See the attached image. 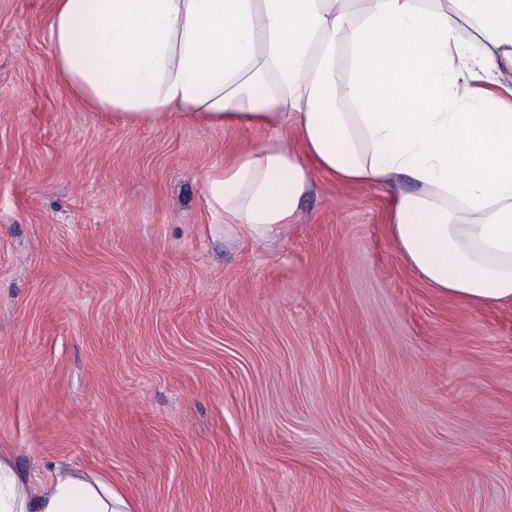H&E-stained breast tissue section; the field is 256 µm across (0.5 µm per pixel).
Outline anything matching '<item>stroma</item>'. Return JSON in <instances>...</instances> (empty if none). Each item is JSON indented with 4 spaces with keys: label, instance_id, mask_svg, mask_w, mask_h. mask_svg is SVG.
Segmentation results:
<instances>
[{
    "label": "stroma",
    "instance_id": "obj_1",
    "mask_svg": "<svg viewBox=\"0 0 512 512\" xmlns=\"http://www.w3.org/2000/svg\"><path fill=\"white\" fill-rule=\"evenodd\" d=\"M49 0H0V450L134 512H512V303L429 288L394 190L314 172L297 223L203 194L251 128L129 127L57 71Z\"/></svg>",
    "mask_w": 512,
    "mask_h": 512
}]
</instances>
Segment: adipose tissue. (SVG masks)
Listing matches in <instances>:
<instances>
[{
    "label": "adipose tissue",
    "mask_w": 512,
    "mask_h": 512,
    "mask_svg": "<svg viewBox=\"0 0 512 512\" xmlns=\"http://www.w3.org/2000/svg\"><path fill=\"white\" fill-rule=\"evenodd\" d=\"M54 62L112 121L173 113L292 127L231 151L208 209L257 237L298 220L312 173L395 185L388 230L429 287L512 302V0H52ZM0 512H132L102 474L34 487L0 455Z\"/></svg>",
    "instance_id": "ef3b65f1"
}]
</instances>
